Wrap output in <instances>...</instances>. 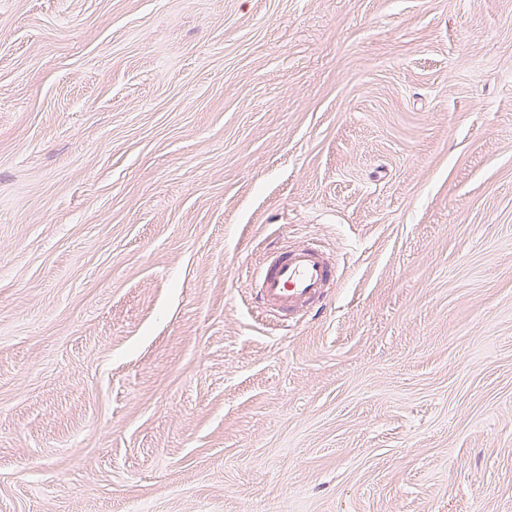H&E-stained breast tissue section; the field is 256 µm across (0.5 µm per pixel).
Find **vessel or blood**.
Segmentation results:
<instances>
[{
  "label": "vessel or blood",
  "instance_id": "1",
  "mask_svg": "<svg viewBox=\"0 0 512 512\" xmlns=\"http://www.w3.org/2000/svg\"><path fill=\"white\" fill-rule=\"evenodd\" d=\"M333 267L331 256L307 241L267 254L252 283L266 313L294 317L325 296L332 285Z\"/></svg>",
  "mask_w": 512,
  "mask_h": 512
}]
</instances>
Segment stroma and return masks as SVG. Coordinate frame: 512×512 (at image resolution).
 Returning <instances> with one entry per match:
<instances>
[{
	"label": "stroma",
	"mask_w": 512,
	"mask_h": 512,
	"mask_svg": "<svg viewBox=\"0 0 512 512\" xmlns=\"http://www.w3.org/2000/svg\"><path fill=\"white\" fill-rule=\"evenodd\" d=\"M0 512H512V0H0ZM334 265L322 246L310 241L291 244L267 254L250 284L255 285L266 313L294 317L325 296L333 284Z\"/></svg>",
	"instance_id": "obj_1"
}]
</instances>
